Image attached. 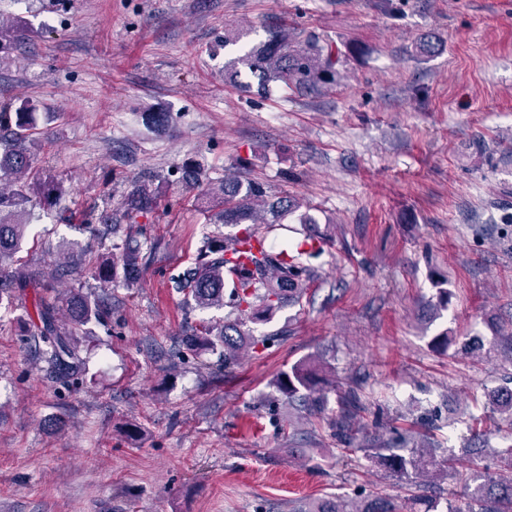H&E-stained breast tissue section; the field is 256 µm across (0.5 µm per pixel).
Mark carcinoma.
<instances>
[{
  "label": "carcinoma",
  "instance_id": "cac0c4a2",
  "mask_svg": "<svg viewBox=\"0 0 512 512\" xmlns=\"http://www.w3.org/2000/svg\"><path fill=\"white\" fill-rule=\"evenodd\" d=\"M28 28L22 16L8 24L0 23V54L17 47L18 38ZM341 51L311 40L302 48L292 45L290 29H268L265 41L243 47L241 54L224 65V83L245 89L249 83L239 81V67L247 68L257 80V91L269 90L270 84L283 85L304 95L336 79ZM53 114L38 111L27 99L0 104V182L8 180L12 188H0V302L3 297L26 295L33 290L31 307L25 309V336L38 348L42 372L47 379L72 385L82 373L83 358L80 332L90 323L109 319L111 304L104 297L69 289L60 292L55 286L64 277L89 276L96 281L114 283L136 280L141 266L140 251L125 247L118 261L83 262L67 254L51 274H26L17 264L16 254L27 236L31 208L35 204L52 206L66 193L62 182L34 165L29 144L34 142L39 121ZM166 183L148 175L135 183L125 208L123 222L109 216L100 217L97 227L89 226L93 238L103 242L130 235L146 234V224L157 206ZM215 195L223 208L214 217L215 224L244 225L231 238L207 234L202 238L195 262L173 278V288L183 295L191 310L224 307V321H202L184 338L191 352H209L217 357L216 368L232 365L246 338L258 346L265 337H255L245 326L264 325L283 304L297 302L310 279L311 268L302 263L304 250L279 245L268 240L281 218L299 209L300 203L286 193L267 195L258 181L224 180ZM328 384L323 371L304 360L284 374L282 389L288 398L320 409L314 394ZM360 410L359 398L351 392L343 400V411L336 418V440L349 445L355 440L352 417ZM379 463L399 477L436 473L452 465V459H435L431 452L405 456L392 449L375 452ZM475 484L470 499L480 506L479 512H512V478H493L473 474ZM302 512H402L394 502L372 492L358 502L325 499L308 504Z\"/></svg>",
  "mask_w": 512,
  "mask_h": 512
}]
</instances>
